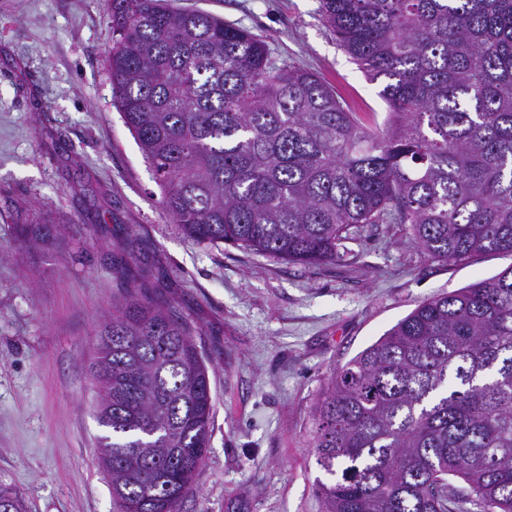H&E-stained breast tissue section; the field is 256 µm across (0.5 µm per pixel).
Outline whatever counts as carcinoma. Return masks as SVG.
Here are the masks:
<instances>
[{
	"mask_svg": "<svg viewBox=\"0 0 512 512\" xmlns=\"http://www.w3.org/2000/svg\"><path fill=\"white\" fill-rule=\"evenodd\" d=\"M388 118L362 125L266 43L167 0H112V100L184 234L332 263L405 224L431 259L512 253V0H320ZM20 239L52 245L47 222ZM178 310L129 295L98 332L100 447L120 512H179L210 442L208 369ZM321 512H512V268L430 298L334 371L316 408ZM0 512H23L0 484Z\"/></svg>",
	"mask_w": 512,
	"mask_h": 512,
	"instance_id": "cac0c4a2",
	"label": "carcinoma"
}]
</instances>
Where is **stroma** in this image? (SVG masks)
I'll return each mask as SVG.
<instances>
[{"instance_id": "1", "label": "stroma", "mask_w": 512, "mask_h": 512, "mask_svg": "<svg viewBox=\"0 0 512 512\" xmlns=\"http://www.w3.org/2000/svg\"><path fill=\"white\" fill-rule=\"evenodd\" d=\"M169 2L262 35L277 65L316 73L362 124L385 123L380 83L319 0ZM111 13L112 0H0V483L27 512H119L90 369L132 284L177 307L208 367L210 452L180 512H320L314 411L334 369L512 254L445 264L401 224L351 228L317 267L196 243L163 211L112 103ZM36 220L59 225L60 242H22L18 225Z\"/></svg>"}]
</instances>
